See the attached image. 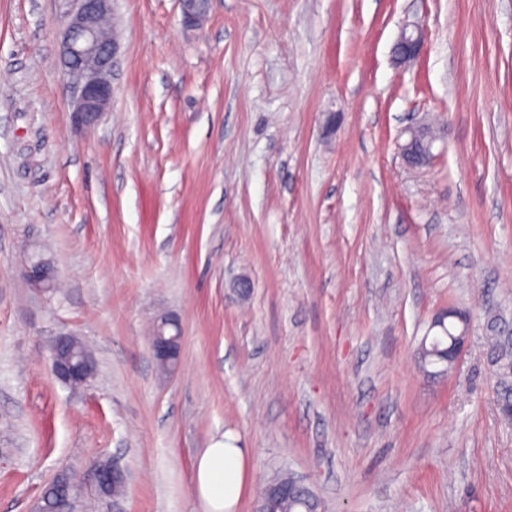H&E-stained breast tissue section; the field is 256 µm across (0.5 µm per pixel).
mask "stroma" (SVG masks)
<instances>
[{
    "mask_svg": "<svg viewBox=\"0 0 512 512\" xmlns=\"http://www.w3.org/2000/svg\"><path fill=\"white\" fill-rule=\"evenodd\" d=\"M67 8L0 0V512L65 471L78 512H204L195 464L226 436L250 451L238 512L284 472L323 512H512L489 346L512 336V0H212L193 29L179 0H117L90 128L57 63ZM424 122L447 131L413 168ZM37 256L53 290L22 276ZM448 309L468 342L429 374ZM66 333L96 360L76 389L49 359ZM426 34L422 27L415 26L409 30L402 27L394 45V62L398 66H407L422 53ZM410 136L409 139L401 145V152L408 163L412 165H422L430 159V151L424 148L423 141L427 138L436 141L440 134H444L442 131H436L429 125L418 126L408 131ZM450 318L456 319L461 326L448 323L447 327L445 325V320ZM434 327H439L441 330H443L444 327L448 328V336H446L448 360L445 363L448 368H451L457 363L461 353L465 348L469 336V318L465 313H462L461 311L448 309L447 311L435 317L432 323V328ZM172 329L176 331L175 334H170ZM150 344L158 363L165 365L167 369L175 368L181 349L177 321L168 317L161 318L153 331Z\"/></svg>",
    "mask_w": 512,
    "mask_h": 512,
    "instance_id": "obj_1",
    "label": "stroma"
}]
</instances>
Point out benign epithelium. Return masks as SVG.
<instances>
[{"mask_svg":"<svg viewBox=\"0 0 512 512\" xmlns=\"http://www.w3.org/2000/svg\"><path fill=\"white\" fill-rule=\"evenodd\" d=\"M70 8L65 13V23L60 32L58 63L71 84L73 99L70 108L71 123L90 127L108 111L112 101V73L116 64L118 42L115 31L105 27L113 18V0H66ZM183 23L196 27L202 23L211 0H179ZM426 34L423 28L403 27L394 45V62L407 66L422 53ZM442 131L428 125L409 130V139L401 145V152L408 163L422 165L430 159L424 148L426 139L437 140ZM24 277L41 286L49 284L48 267L41 261L26 266ZM432 326L448 328L446 365L453 367L463 352L469 332L466 314L449 309L435 317ZM178 329L176 320L164 317L156 325L150 339L152 352L158 363L171 369L177 366L181 349V336L171 333ZM54 376L71 387L84 385L92 375L91 358L82 350L77 337L61 334L51 344ZM100 491L109 493L108 483L124 482L123 472L115 465L106 468L96 465Z\"/></svg>","mask_w":512,"mask_h":512,"instance_id":"7a95c632","label":"benign epithelium"}]
</instances>
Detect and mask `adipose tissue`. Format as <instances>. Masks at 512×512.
<instances>
[{
	"label": "adipose tissue",
	"instance_id": "1",
	"mask_svg": "<svg viewBox=\"0 0 512 512\" xmlns=\"http://www.w3.org/2000/svg\"><path fill=\"white\" fill-rule=\"evenodd\" d=\"M194 480L207 512H237L250 483L247 449L215 442L199 456Z\"/></svg>",
	"mask_w": 512,
	"mask_h": 512
}]
</instances>
